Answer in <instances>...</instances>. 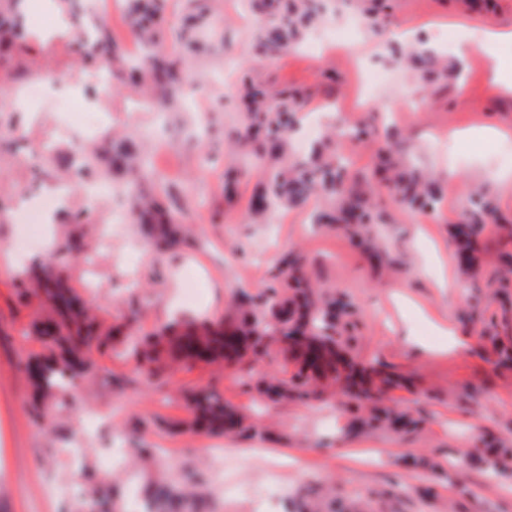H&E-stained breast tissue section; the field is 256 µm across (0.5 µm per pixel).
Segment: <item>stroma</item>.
Instances as JSON below:
<instances>
[{"instance_id":"obj_1","label":"stroma","mask_w":512,"mask_h":512,"mask_svg":"<svg viewBox=\"0 0 512 512\" xmlns=\"http://www.w3.org/2000/svg\"><path fill=\"white\" fill-rule=\"evenodd\" d=\"M381 2L364 42L326 53L304 44L270 55L247 0H213L217 35L187 56L189 78L203 92L167 120L188 128L207 114L215 135L187 143L160 140L156 112L131 87L97 88L93 61L48 32L59 0H24L30 73L0 79V204L13 209L22 185L38 192L53 184L61 155L113 131L150 152L174 195V221L192 231L188 246L164 252L150 247L137 225L106 232L111 193L101 189L93 200L84 183H75L67 211L93 209L94 223L81 231L99 248L72 258L71 275L99 319L149 336L176 316L223 317L242 293L273 286L277 261L300 251L324 289L351 304L358 358L383 360L413 379V388L391 391L388 403L421 424L349 437L346 399L266 405L231 368L175 365L151 384L130 374L132 359L119 343L94 353L91 373L76 386L36 405L26 368L44 353L35 332L43 314L38 298L23 294L27 261L14 253L15 226L0 223V512H91L105 502L127 512L128 488L145 494L152 475L199 480L206 495L198 512H265V502L239 493L242 485L284 490L277 512H287L293 492L309 483L361 512H512V477L486 479L480 462L487 444L512 438V364L495 365L493 353L512 344V279L496 276L512 254V239L502 237L497 222L512 219V92L488 90L492 61L506 64L512 78V0H484L470 11L458 0ZM89 3L124 49L136 53L123 0ZM395 45L432 48L456 61L460 75L425 78L395 69ZM365 59L390 72L370 102L358 82ZM59 70L69 73L68 92L84 110L60 114L51 80ZM248 83L302 93L289 148L307 138L309 124H317L321 140L340 122L350 134L330 147L349 173L375 172L399 139L408 161L436 179L441 205L433 215L405 209L388 188H377L374 230L394 260L391 268L376 267L342 232L313 224L327 204L322 195L278 209L268 223L253 220L250 205L269 172L233 160L225 149L244 124ZM489 128L500 137L477 139ZM18 129L24 141H15ZM479 189L489 193L494 211L481 227L484 277L474 291L459 276L454 232L466 224ZM189 274L200 298L185 306L179 293ZM448 327L467 338L466 350L449 349ZM201 388L253 414L264 436L191 431L187 398ZM117 440L124 460L110 467L106 450ZM140 448L155 450V460L148 473L127 477Z\"/></svg>"}]
</instances>
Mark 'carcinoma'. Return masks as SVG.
<instances>
[{
	"mask_svg": "<svg viewBox=\"0 0 512 512\" xmlns=\"http://www.w3.org/2000/svg\"><path fill=\"white\" fill-rule=\"evenodd\" d=\"M21 0H0V59L5 55L22 53L28 31L18 20ZM165 0H127L133 30L141 44L137 55H129L105 27L91 33H80L77 43L84 55L96 54L107 63L111 78L120 82L139 83L152 90L170 112L179 108V95L187 87L188 73L166 48L172 34L164 25ZM192 6L189 20L177 34V39L189 50L204 44L208 32V0H187ZM255 12L263 17L260 41L268 53H280L296 46L308 27L323 21L321 0H251ZM424 71L446 73L449 64L442 58L423 52L417 55ZM297 103L261 90L249 93L245 125L239 134L242 147L252 141L260 142L249 159L264 161L271 170L270 183L264 193L253 201L257 207L301 206L317 192L334 199V205L315 215V223L341 229L354 241L364 240L370 226L376 223L370 195L372 180L366 175L348 180L345 167L336 162L330 152L319 148L312 158L292 165L284 154L288 133L295 124ZM112 153V169L129 177L132 190L131 221L147 226L148 235L160 248L178 243L180 226L163 212L159 190L140 189L152 182V164L139 154L131 141H104L84 154L82 165L71 170L72 176L83 180L97 170L96 162L104 153ZM388 182L399 202L410 208L425 211L436 209L438 187L431 181L404 172L398 164L389 168ZM489 204L472 210L468 225L460 230L463 239L459 254L460 272L464 281L477 284L482 273L477 264L478 233L485 223ZM280 287L269 289L261 303L255 304L245 294L240 300L243 317L239 321L226 318L185 322L174 319L151 336H134L121 324L107 326L100 321L79 297L69 277L59 270L52 259L32 263L30 288L40 296L46 321L40 334L47 350L43 360L29 368L37 391L50 397L82 372L90 371L93 350L109 340H118L135 361L139 374L150 379L169 362L188 364H240L245 359L267 358L283 360L294 371L285 378L260 379L255 388L272 401L293 397L302 400H324L336 390L348 397L352 411L360 414L349 429L357 435L373 423L408 427L412 421L403 414L377 407L391 390L412 383L378 359L358 360L352 353L351 338L346 336L350 316L347 306L336 295L312 287L305 278L298 258L286 260L277 276ZM194 426L207 433L249 434L256 425L206 389L191 399ZM498 460L487 465L488 478H498L512 451L502 448L495 453ZM204 489L201 484L185 485L177 490L157 483L148 493L159 501L160 512H171L172 503L198 500ZM298 512H316L314 504L323 494L312 487L299 491Z\"/></svg>",
	"mask_w": 512,
	"mask_h": 512,
	"instance_id": "1",
	"label": "carcinoma"
}]
</instances>
